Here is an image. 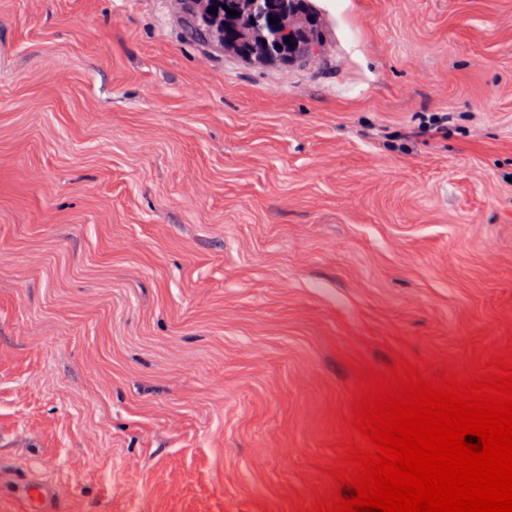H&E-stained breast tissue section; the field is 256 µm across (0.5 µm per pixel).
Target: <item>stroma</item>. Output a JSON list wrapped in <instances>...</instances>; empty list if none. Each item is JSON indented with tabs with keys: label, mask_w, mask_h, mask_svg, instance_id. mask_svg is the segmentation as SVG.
Listing matches in <instances>:
<instances>
[{
	"label": "stroma",
	"mask_w": 512,
	"mask_h": 512,
	"mask_svg": "<svg viewBox=\"0 0 512 512\" xmlns=\"http://www.w3.org/2000/svg\"><path fill=\"white\" fill-rule=\"evenodd\" d=\"M311 2L257 68L173 0H0V512L311 507L351 365L512 340V0ZM20 503L28 504L30 509L49 512L54 499L53 490L44 484L24 485L18 488L17 494ZM38 507V508H35ZM35 508V509H34Z\"/></svg>",
	"instance_id": "35a3bbf8"
}]
</instances>
